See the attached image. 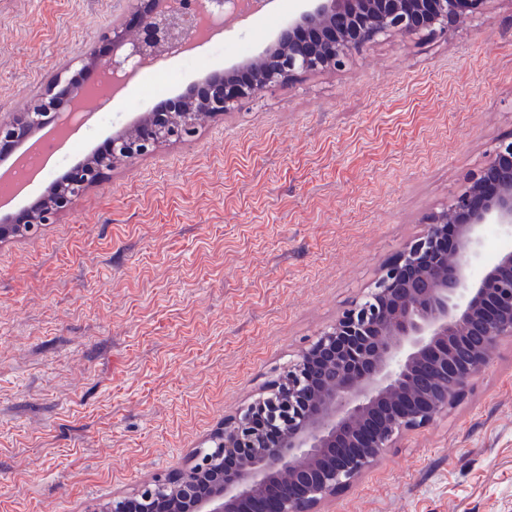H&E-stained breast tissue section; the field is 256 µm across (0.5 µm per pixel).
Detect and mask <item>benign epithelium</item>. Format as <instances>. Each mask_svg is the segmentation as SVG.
<instances>
[{
    "label": "benign epithelium",
    "mask_w": 512,
    "mask_h": 512,
    "mask_svg": "<svg viewBox=\"0 0 512 512\" xmlns=\"http://www.w3.org/2000/svg\"><path fill=\"white\" fill-rule=\"evenodd\" d=\"M132 29L103 32L105 55L88 63L130 75L164 56L171 41L192 45L198 20L223 18L237 0H133ZM238 81L213 73L164 112H152L115 134L65 183L16 216L0 215V237L35 233L71 209L76 197L118 161L195 133L199 117L233 112L269 87L304 74L341 69L394 33L446 35L463 16L484 13L490 0H313ZM82 90L58 76L26 112L0 119L6 153L73 111ZM512 236V139L426 231L386 265L374 289L322 332L268 386L265 395L224 422L215 448H201L191 470L156 480L137 497L163 512H321L320 506L375 467L402 432L424 427L452 408L487 365L491 347L512 340V253L484 264L486 227ZM452 378V384L441 381ZM232 459L228 469L224 461ZM135 497V498H137ZM135 498L112 497L110 512H131Z\"/></svg>",
    "instance_id": "7a95c632"
}]
</instances>
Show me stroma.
I'll use <instances>...</instances> for the list:
<instances>
[{"mask_svg":"<svg viewBox=\"0 0 512 512\" xmlns=\"http://www.w3.org/2000/svg\"><path fill=\"white\" fill-rule=\"evenodd\" d=\"M273 0L90 104L46 194L161 101L272 45ZM132 0H0V116L77 75ZM512 136V0L271 87L115 164L55 223L0 240V512H104L195 464ZM324 512H512V341Z\"/></svg>","mask_w":512,"mask_h":512,"instance_id":"1","label":"stroma"}]
</instances>
